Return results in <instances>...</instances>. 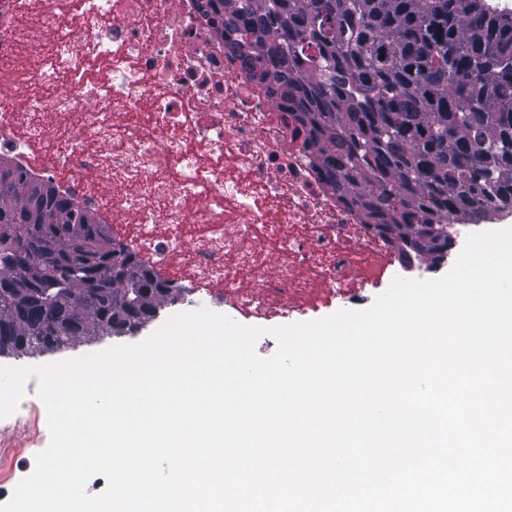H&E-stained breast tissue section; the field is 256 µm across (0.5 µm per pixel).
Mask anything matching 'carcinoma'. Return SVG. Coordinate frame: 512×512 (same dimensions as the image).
<instances>
[{
	"instance_id": "obj_1",
	"label": "carcinoma",
	"mask_w": 512,
	"mask_h": 512,
	"mask_svg": "<svg viewBox=\"0 0 512 512\" xmlns=\"http://www.w3.org/2000/svg\"><path fill=\"white\" fill-rule=\"evenodd\" d=\"M247 71L308 132L325 182L406 258L512 196V13L488 0H205ZM274 47L254 55L241 44ZM76 237L93 266L65 264ZM96 215L0 160V332L16 353L61 350L182 297L128 250L98 251ZM66 319L73 327L56 332Z\"/></svg>"
}]
</instances>
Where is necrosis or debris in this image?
I'll return each mask as SVG.
<instances>
[{
  "instance_id": "necrosis-or-debris-1",
  "label": "necrosis or debris",
  "mask_w": 512,
  "mask_h": 512,
  "mask_svg": "<svg viewBox=\"0 0 512 512\" xmlns=\"http://www.w3.org/2000/svg\"><path fill=\"white\" fill-rule=\"evenodd\" d=\"M0 155L121 225L187 311L304 314L382 246L196 0H0Z\"/></svg>"
}]
</instances>
